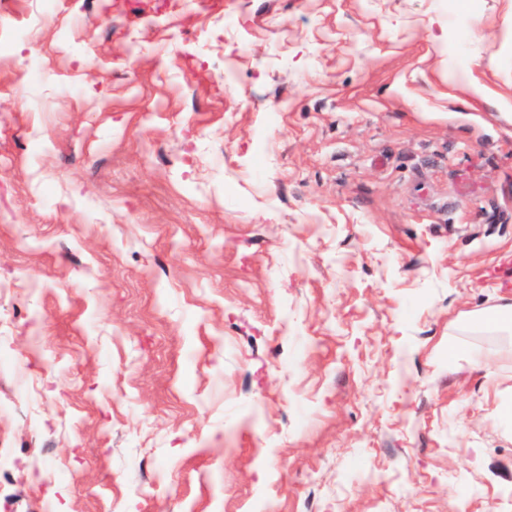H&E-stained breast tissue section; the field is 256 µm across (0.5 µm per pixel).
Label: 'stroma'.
I'll return each mask as SVG.
<instances>
[{"label":"stroma","mask_w":512,"mask_h":512,"mask_svg":"<svg viewBox=\"0 0 512 512\" xmlns=\"http://www.w3.org/2000/svg\"><path fill=\"white\" fill-rule=\"evenodd\" d=\"M506 302L512 0H0V512H512Z\"/></svg>","instance_id":"obj_1"}]
</instances>
